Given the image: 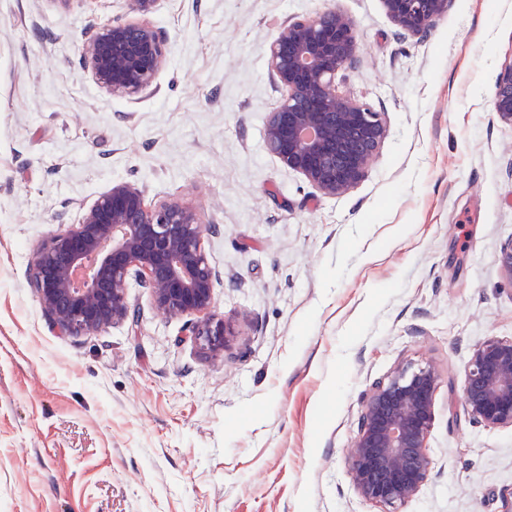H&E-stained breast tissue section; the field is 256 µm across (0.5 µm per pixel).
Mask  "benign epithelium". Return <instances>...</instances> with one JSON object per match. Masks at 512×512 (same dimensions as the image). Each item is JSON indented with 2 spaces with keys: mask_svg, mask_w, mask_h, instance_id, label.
<instances>
[{
  "mask_svg": "<svg viewBox=\"0 0 512 512\" xmlns=\"http://www.w3.org/2000/svg\"><path fill=\"white\" fill-rule=\"evenodd\" d=\"M451 2L382 0L404 38L427 36ZM359 38L353 20L333 8L287 22L266 47L268 67L284 90L266 118V147L328 197L346 195L366 178L388 135L381 113L334 90L337 74L356 62ZM81 53L97 83L116 98L150 88L168 60L165 37L145 20L92 28ZM494 110L512 125V64L496 77ZM211 230L196 209L179 203L150 208L142 189L114 181L78 223L33 254L29 283L59 329L88 335L138 323L128 299L134 282L159 313L195 316L191 336L199 350L221 357L235 332L215 307L218 273L202 246ZM496 261L512 281V239ZM439 384L434 366L402 365L374 383L363 401L348 475L358 496L383 512H399L427 481ZM463 403L478 424L512 427V338L492 337L472 350Z\"/></svg>",
  "mask_w": 512,
  "mask_h": 512,
  "instance_id": "obj_1",
  "label": "benign epithelium"
}]
</instances>
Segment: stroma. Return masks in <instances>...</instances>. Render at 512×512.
I'll list each match as a JSON object with an SVG mask.
<instances>
[{"label":"stroma","mask_w":512,"mask_h":512,"mask_svg":"<svg viewBox=\"0 0 512 512\" xmlns=\"http://www.w3.org/2000/svg\"><path fill=\"white\" fill-rule=\"evenodd\" d=\"M359 33L338 93L388 136L339 197L265 145L283 91L265 48L331 8ZM129 0H0V512H380L346 472L362 399L430 364L428 480L400 512H504L512 428L463 405L472 349L512 338V125L494 112L512 64V0H452L423 39L381 0H160L155 85L116 99L81 45L136 22ZM125 180L148 205L196 208L235 329L217 359L189 317L129 292L137 324L66 335L29 286L33 252Z\"/></svg>","instance_id":"obj_1"}]
</instances>
